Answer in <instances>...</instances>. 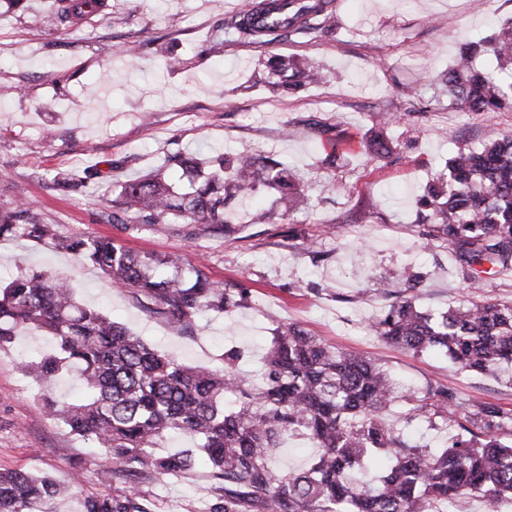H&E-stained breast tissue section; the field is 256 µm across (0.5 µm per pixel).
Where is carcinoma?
Listing matches in <instances>:
<instances>
[{"instance_id":"cac0c4a2","label":"carcinoma","mask_w":512,"mask_h":512,"mask_svg":"<svg viewBox=\"0 0 512 512\" xmlns=\"http://www.w3.org/2000/svg\"><path fill=\"white\" fill-rule=\"evenodd\" d=\"M332 0H246L224 20V33L242 43L270 44L282 37H316L336 29ZM107 7V0H49L45 22L72 28ZM490 52L497 68L479 70L473 58ZM267 83L296 93L316 76L305 59L272 55ZM452 103L468 112H512V19L483 41L464 43L443 74ZM326 162L357 143L369 163L400 155L414 137L379 133L355 139L325 127ZM181 169L182 186L169 181ZM109 224H149L157 231L183 221L203 224L213 235L229 231L226 208L238 198L274 195L285 216L305 202L302 177L271 156L217 154L203 160L174 155L145 178L116 182ZM425 239L439 242L458 262L462 281L477 290L476 266L495 275L512 272V136L473 150L460 147L445 170L414 202ZM26 238L71 250L98 265L111 286L125 290L177 329L194 326L204 311L224 313L243 295L209 279L179 255L140 254L115 238H70L23 204L0 207V238ZM422 275L405 269L359 294L391 299L373 322L383 341L419 354L439 351L463 371L494 374L512 366V301L475 299L445 312L423 309ZM37 329L55 342L52 351L24 365L44 386L45 412L71 433L101 450L100 471L117 484L110 495L87 498L82 512H147L141 479L174 475L204 458L215 480L214 512H448L467 497L496 503L512 494V409L489 402H461L429 384L411 393L371 358L339 351L297 324L277 327L261 379L235 369L242 352L224 353V370L190 366L148 346L102 311L79 303L65 278L20 274L0 282V346ZM67 375L79 395L59 398L54 385ZM399 404L408 409L394 419ZM460 432L442 448L417 444L403 423L434 418ZM178 432L196 442L160 451ZM286 437H303L318 448L306 470L280 472L273 450ZM384 453L392 465L379 483L362 480L366 459ZM77 485L22 469L0 471V512H53L54 502Z\"/></svg>"}]
</instances>
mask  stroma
<instances>
[{
    "mask_svg": "<svg viewBox=\"0 0 512 512\" xmlns=\"http://www.w3.org/2000/svg\"><path fill=\"white\" fill-rule=\"evenodd\" d=\"M335 36L250 45L226 37V17L244 0H112V12L81 31L42 23L47 0L0 7V204L18 201L41 212L65 235L114 236L135 252L174 253L211 280L241 288L245 303L199 316L176 330L130 293L112 288L102 271L71 252L28 239L0 238V278L49 271L72 278L79 302L126 326L146 344L191 366L224 367L238 347V369L261 373L277 326L294 323L329 345L379 360L412 390L442 384L462 401L512 409V383L463 372L447 358L416 355L383 343L370 321L387 306L371 293L375 279L406 266L425 276L420 303L430 310L459 305L470 290L447 249L427 243L415 222L414 200L462 145L479 147L512 136V112L483 115L455 108L438 73L459 46L491 34L512 16V0H337ZM220 53H211L213 41ZM126 46L138 48L130 60ZM304 56L322 80L296 94L262 80L269 55ZM179 59L159 71L161 56ZM412 86V102L400 97ZM378 112L401 119L391 132L421 131L416 146L377 163L351 153L324 163L318 126L363 135ZM304 129L289 138L288 126ZM215 151L271 153L305 175L309 203L273 224L257 222L268 207L257 198L231 205L233 233L207 234L200 224H172L165 233L145 224H107L112 178L136 181L171 155L202 158ZM85 180L60 190L56 169ZM367 299H359V292ZM49 347L42 332H23L0 348V470L25 469L65 481L79 476L53 512H81L91 496L111 493L98 479L99 450L69 434L41 410V386L22 372ZM149 512H209L215 501L209 469L196 464L176 476L144 480Z\"/></svg>",
    "mask_w": 512,
    "mask_h": 512,
    "instance_id": "1",
    "label": "stroma"
}]
</instances>
